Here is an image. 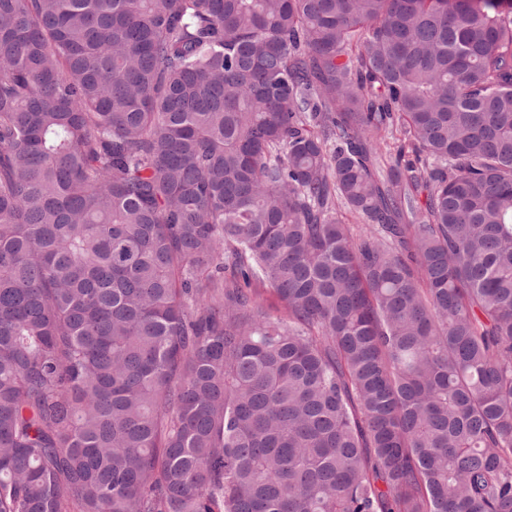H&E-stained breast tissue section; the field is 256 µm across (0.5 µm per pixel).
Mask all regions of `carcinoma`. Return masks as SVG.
Masks as SVG:
<instances>
[{
  "mask_svg": "<svg viewBox=\"0 0 512 512\" xmlns=\"http://www.w3.org/2000/svg\"><path fill=\"white\" fill-rule=\"evenodd\" d=\"M73 506L512 512V11L0 0V512Z\"/></svg>",
  "mask_w": 512,
  "mask_h": 512,
  "instance_id": "cac0c4a2",
  "label": "carcinoma"
}]
</instances>
